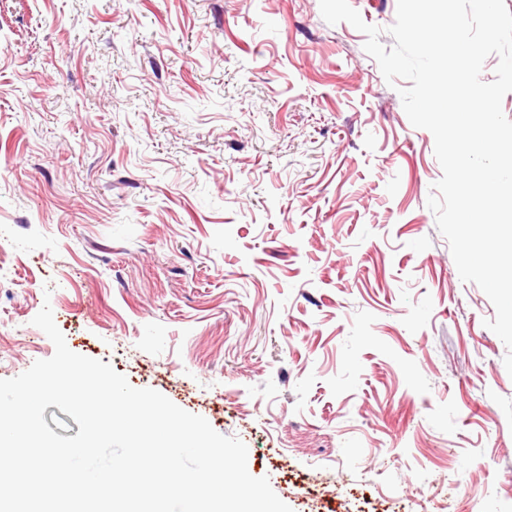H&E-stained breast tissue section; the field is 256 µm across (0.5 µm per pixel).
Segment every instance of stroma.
<instances>
[{"instance_id":"1","label":"stroma","mask_w":512,"mask_h":512,"mask_svg":"<svg viewBox=\"0 0 512 512\" xmlns=\"http://www.w3.org/2000/svg\"><path fill=\"white\" fill-rule=\"evenodd\" d=\"M365 41L319 0H0V379L47 303L293 512H512L496 311Z\"/></svg>"}]
</instances>
